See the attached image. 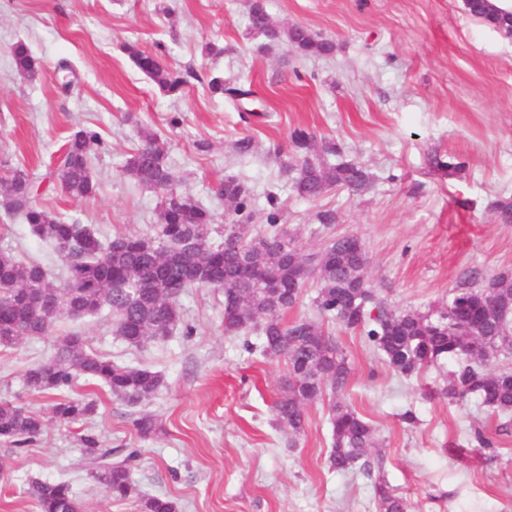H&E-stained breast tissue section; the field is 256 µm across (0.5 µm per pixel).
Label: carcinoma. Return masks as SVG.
<instances>
[{"instance_id":"1","label":"carcinoma","mask_w":512,"mask_h":512,"mask_svg":"<svg viewBox=\"0 0 512 512\" xmlns=\"http://www.w3.org/2000/svg\"><path fill=\"white\" fill-rule=\"evenodd\" d=\"M465 8L473 18L512 36L511 11L491 0H466ZM249 24L253 33L284 42L305 55L334 51L332 42L313 36L304 27H278L263 0H251ZM125 51L162 92H182L183 78L157 56L132 44ZM12 57L20 76H37V60L25 43L13 46ZM211 89L239 112L245 99L253 95L252 90L219 77L211 80ZM291 141L298 157L291 189L298 197L313 200L334 187L361 194L369 187L371 174L365 167L327 159L338 154L336 146L317 147L305 129L294 130ZM99 146L97 132L90 129H80L68 139L55 171L67 195L83 198L94 193L90 161ZM123 172L162 193L159 224L152 236L123 234L101 239L78 221L66 222L39 208L26 172L16 170L0 180L8 209L58 250L69 272L67 282L58 285L40 264L0 252V348H11L23 338L48 335L64 315L81 317L107 308L114 317L116 335L128 347L140 349L165 339L181 323L178 298L184 289L220 288L224 290V334L257 331L260 344L247 340L246 348L287 365L288 377L273 404L272 416L277 426L299 435L304 432L305 407L322 399L327 389L335 395L342 393L350 374L339 344L323 330L326 319L364 330L386 364L407 377L450 357L488 361L512 342V275L501 274L478 288L460 289L437 315L393 309L378 301L367 280L363 266L368 254L358 236H332L322 249L305 252L299 232L282 223L276 193L266 194L267 229L255 233L250 188L235 178L225 179L217 194L231 204L232 213L228 223L218 225L209 210L174 189L165 148L146 130L141 131V145L126 159ZM311 280L318 288L316 318L286 321L288 310L301 300ZM460 306L477 311V318L453 320ZM82 377L134 407L154 397L163 385L159 372L118 364L87 350L84 339L73 334L62 337L46 361L27 369L24 384L33 393L56 396L52 417L72 424L95 412L94 402L68 396ZM442 393L452 402L473 395L487 408L508 416L512 414V370L488 373L468 365L455 373ZM329 413L330 468L337 472L357 469L368 476L380 471V459L370 452L374 429L369 422L340 399L332 401ZM132 424L143 440L157 434V422L150 415H140ZM44 428L41 415L0 399L1 445L21 452ZM80 440L91 477L112 499L134 498L139 512H177L175 503L166 497L139 494L132 479L136 449L101 448L89 432ZM29 495L37 512H83L65 481L34 480ZM380 497L383 512H404L402 497L383 487Z\"/></svg>"}]
</instances>
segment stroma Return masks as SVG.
I'll use <instances>...</instances> for the list:
<instances>
[{"instance_id":"stroma-1","label":"stroma","mask_w":512,"mask_h":512,"mask_svg":"<svg viewBox=\"0 0 512 512\" xmlns=\"http://www.w3.org/2000/svg\"><path fill=\"white\" fill-rule=\"evenodd\" d=\"M264 3L277 25L305 27L333 42L334 53L304 55L250 33V0H0V178L26 171L40 208L78 219L99 238L154 234L160 195L122 169L147 128L165 144L176 189L217 224L231 206L216 188L232 176L254 193L255 231L266 228L272 190L305 250L321 249L333 234L359 236L367 276L390 307L436 310L462 286L512 274V223L493 209L512 198V39L470 16L462 0ZM20 41L39 63L31 80L13 68ZM130 43L178 72L182 94L160 91L129 58ZM209 44L214 52H206ZM62 58L77 73L66 92ZM215 77L252 86L258 115L240 120L211 91ZM83 128L102 140L91 160L96 191L74 198L55 164ZM297 128L365 166L369 188L297 197L290 188ZM246 136L253 151L241 156L235 143ZM440 160L455 170L437 168ZM327 209L338 218L328 230L316 219ZM0 250L40 262L54 281L68 277L64 259L9 213L1 195ZM179 307L193 334L178 327L140 350L115 334L104 309L61 317L49 335L0 351V397L47 419L25 451L0 445V512H36L27 494L35 479L68 481L85 512H138L136 499L112 500L81 467L86 431L101 447L139 449V492L165 495L179 512H381L382 485L403 497L407 512H512V419L477 399L452 403L442 395L459 360L404 377L360 331L326 322L350 366L344 398L373 426L383 462L375 478L341 474L327 464L328 400L306 408L301 435L273 426L287 366L225 335L222 290L187 289ZM72 333L117 363L160 372L162 389L131 407L81 379L72 395L94 401L95 413L76 425L50 419L51 397L28 391L24 374ZM409 410L411 425L401 419ZM142 414L160 425L152 439L132 427ZM484 437L492 447L481 445Z\"/></svg>"}]
</instances>
